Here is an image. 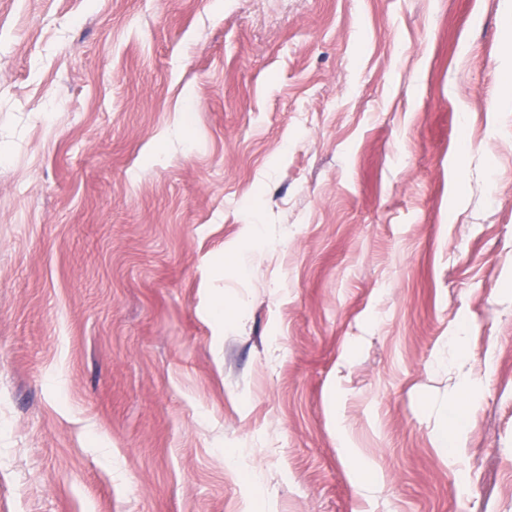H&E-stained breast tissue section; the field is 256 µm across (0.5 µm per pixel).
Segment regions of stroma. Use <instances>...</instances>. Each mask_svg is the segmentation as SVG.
I'll return each instance as SVG.
<instances>
[{
    "mask_svg": "<svg viewBox=\"0 0 512 512\" xmlns=\"http://www.w3.org/2000/svg\"><path fill=\"white\" fill-rule=\"evenodd\" d=\"M0 512H512V0H0Z\"/></svg>",
    "mask_w": 512,
    "mask_h": 512,
    "instance_id": "obj_1",
    "label": "stroma"
}]
</instances>
